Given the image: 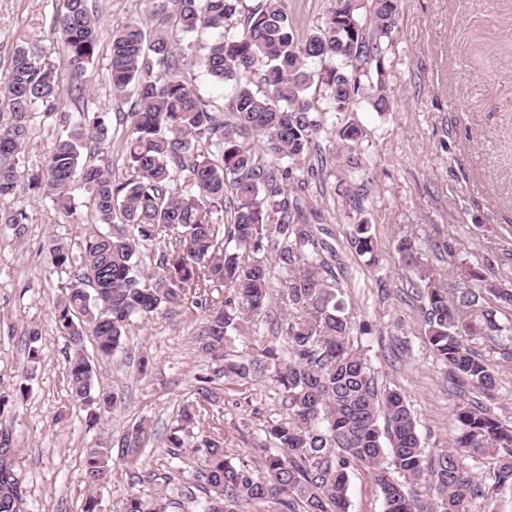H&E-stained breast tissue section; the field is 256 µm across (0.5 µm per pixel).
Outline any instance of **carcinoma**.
<instances>
[{
	"instance_id": "carcinoma-1",
	"label": "carcinoma",
	"mask_w": 512,
	"mask_h": 512,
	"mask_svg": "<svg viewBox=\"0 0 512 512\" xmlns=\"http://www.w3.org/2000/svg\"><path fill=\"white\" fill-rule=\"evenodd\" d=\"M155 26L146 33L129 22L112 31L108 79L112 92L130 101L121 113L129 133L121 144L125 174L110 168L109 112L84 107L72 113L60 102L59 83L44 52L22 41L0 77V100L11 121L0 124V224L19 238L26 210L15 205L20 180L52 207L77 213L73 190L86 192L92 223L79 254L61 238L48 241L53 268L77 271L56 301L54 320L68 342L67 376L73 400L108 410L111 390L95 381L84 338L108 357L123 344L127 327L187 299L206 305L198 335L201 352L215 367L198 379L200 399L210 384L232 374L271 372L287 413L267 428L275 447L253 467L224 453L208 435L194 443L173 433L168 455L183 449L200 454L181 498L199 512H240L264 505L267 512H349L351 469L367 471L383 512H470L478 498L512 488V426L491 413L499 397L497 373L472 347L479 336L507 335L512 289L501 288L492 270L473 273L477 287L450 291L425 265L416 242L397 241L399 264L416 270L411 287L423 301L428 343L446 367L455 399L458 434L434 458L406 395L378 385L366 359L350 344L355 324L345 314L343 282L329 259L336 250L323 237L309 186L325 184L332 158L321 140L337 137L347 149L339 181L344 216L352 221L349 242L357 256L376 263L378 241L363 217L366 169L358 148L365 130L351 113L365 104L379 114L393 110L383 66V44L395 27L401 0H335L321 26L295 39L285 0H148ZM184 36L200 29L224 30L201 55L188 41L176 48L170 23ZM71 77L70 101L84 100L98 57L101 33L90 0H66L53 19ZM189 61L232 89L229 111L201 97L183 79ZM43 107L55 114L59 131L42 166L22 160L30 118ZM161 252L152 272L141 268V249ZM288 318L268 321L282 338L259 358H226V340L244 331L250 316L266 315L274 294ZM230 288L224 304L210 295ZM28 358L42 354L41 334L26 332ZM19 384L0 393V417L26 396ZM141 427L124 435L121 447L136 454ZM16 444L0 427V512H19L22 486L14 471ZM489 461L486 480L467 471L464 460ZM110 449L90 448L84 458L91 493L82 512H101L93 490L110 474ZM205 498L197 501V492ZM174 501L130 494L123 512H169Z\"/></svg>"
}]
</instances>
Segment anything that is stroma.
<instances>
[{
    "label": "stroma",
    "instance_id": "stroma-1",
    "mask_svg": "<svg viewBox=\"0 0 512 512\" xmlns=\"http://www.w3.org/2000/svg\"><path fill=\"white\" fill-rule=\"evenodd\" d=\"M105 36L129 22L152 30L146 0H94ZM64 0H0V74L13 46L27 39L46 52L61 92L69 73L52 21ZM110 43L100 45L84 103L99 112H125L108 80ZM384 65L394 100L392 112H356L368 132L363 158L369 167L364 202L379 243V263L367 266L349 246V226L334 188L342 173L333 161L325 195H313L325 218L327 239L336 248V270L347 288L345 311L366 326L351 342L374 370L379 385L407 395L427 457L450 447L457 433L453 398L444 367L427 343L421 303L410 293L415 275L400 267L394 246L407 235L423 259L443 274L449 287H472L471 271L492 268L512 288V0H402ZM23 156L43 164L57 133L54 115L38 111ZM18 201L29 217L23 238L0 224V393L27 383L29 392L0 418L16 440L15 470L26 497L22 512H81L88 494L83 478L87 448L103 443L112 455L111 475L97 490L102 512H122L129 494H165L176 500L194 473L198 456L185 449L170 461L167 436L183 406L196 404L197 435H218L226 454L259 465L270 441L266 429L286 409L271 373L213 383L212 401L198 399L197 379L211 363L198 347L204 309L161 310L133 321L126 349L109 358L86 341L98 381L118 400L95 427L87 408L74 403L67 378V346L56 328L54 302L68 277L53 271L45 255L51 237L79 243L91 228L87 210L78 219L55 211L19 186ZM448 241L452 255L429 250ZM38 328L43 351L27 357L25 336ZM474 348L498 370L500 395L494 415L512 424V346L491 337ZM152 368L141 373L138 361ZM142 429L139 455L123 454L121 439L133 425Z\"/></svg>",
    "mask_w": 512,
    "mask_h": 512
}]
</instances>
